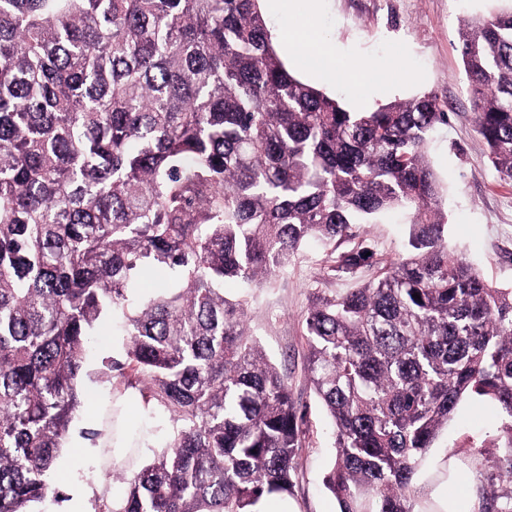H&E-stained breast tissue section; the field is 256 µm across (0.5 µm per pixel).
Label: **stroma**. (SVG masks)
Segmentation results:
<instances>
[{
	"label": "stroma",
	"mask_w": 512,
	"mask_h": 512,
	"mask_svg": "<svg viewBox=\"0 0 512 512\" xmlns=\"http://www.w3.org/2000/svg\"><path fill=\"white\" fill-rule=\"evenodd\" d=\"M260 8L271 35L301 21L321 43L335 48L339 63L348 71L367 65V95L359 98L349 84L305 71L284 42L276 44L290 71L348 107L374 110L424 93L437 96L448 122L433 134L428 158L445 199L448 245L493 286L512 288V181L502 180L475 130L457 49L463 19L487 18L512 9V0H285L279 8L274 0H260ZM409 232V222L401 218L360 225L354 243L373 251L376 264L353 275L328 270L324 247L310 244L286 274L253 289L249 297V329L287 375L294 398L306 407V433L289 495L297 512H339L337 500L324 486L335 454L334 438L330 417L307 376L305 314L315 292L339 294L365 284L380 267L404 255ZM351 244H340V251L349 250ZM123 355V337H97L78 384L86 402L71 425V434L101 426L103 408L119 393L100 378L99 370L103 360H119ZM498 430L497 416L486 404L464 399L440 432L414 484L416 512H433L432 492L448 479L449 455L467 461L472 484H479L477 451L493 450ZM70 473L80 476L93 501L102 496L118 500L127 491L125 483L106 475L99 459L66 445L56 457L53 483L61 484Z\"/></svg>",
	"instance_id": "35a3bbf8"
}]
</instances>
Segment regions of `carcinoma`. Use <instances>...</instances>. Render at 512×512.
<instances>
[{
  "label": "carcinoma",
  "mask_w": 512,
  "mask_h": 512,
  "mask_svg": "<svg viewBox=\"0 0 512 512\" xmlns=\"http://www.w3.org/2000/svg\"><path fill=\"white\" fill-rule=\"evenodd\" d=\"M459 41L477 133L512 181V11ZM447 122L430 93L357 111L303 82L260 0H0V512L63 498L49 474L111 319L127 342L105 375L142 385L144 424L114 407L94 436L131 454L159 409L172 431L139 471L108 470L128 491L96 512H259L290 493L306 414L224 281L259 288L309 242L395 213L407 253L304 318L332 419L324 485L339 512H415L427 451L476 397L500 417L478 512H512V288L448 248L427 152ZM151 267L171 280L141 294Z\"/></svg>",
  "instance_id": "cac0c4a2"
}]
</instances>
